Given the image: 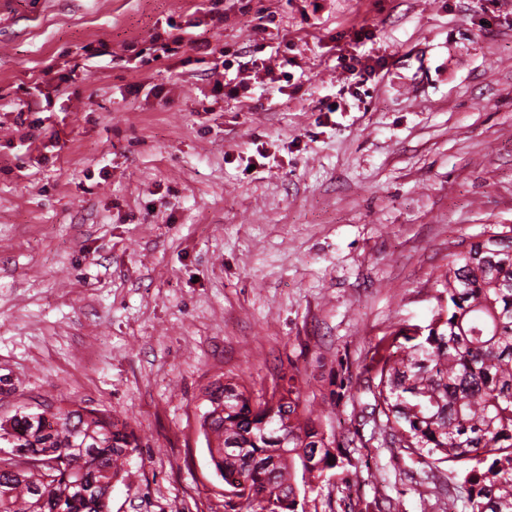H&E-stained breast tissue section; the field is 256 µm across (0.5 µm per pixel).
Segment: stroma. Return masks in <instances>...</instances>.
<instances>
[{
    "label": "stroma",
    "instance_id": "35a3bbf8",
    "mask_svg": "<svg viewBox=\"0 0 512 512\" xmlns=\"http://www.w3.org/2000/svg\"><path fill=\"white\" fill-rule=\"evenodd\" d=\"M252 4L267 31L224 0L208 36L246 61L291 39V96L212 100L209 56L127 67L208 0H0V420L105 411L140 439L112 512H228L202 392L297 370L304 396H332L353 463L348 493L326 484L309 512H448L416 458L392 459L369 378L380 340L430 317L454 242L512 224V0ZM99 40L110 55L86 59ZM343 53L378 73L317 124ZM36 82L43 161L15 129Z\"/></svg>",
    "mask_w": 512,
    "mask_h": 512
}]
</instances>
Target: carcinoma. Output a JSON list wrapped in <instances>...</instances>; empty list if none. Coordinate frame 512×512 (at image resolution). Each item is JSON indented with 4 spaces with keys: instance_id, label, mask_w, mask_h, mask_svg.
<instances>
[{
    "instance_id": "obj_1",
    "label": "carcinoma",
    "mask_w": 512,
    "mask_h": 512,
    "mask_svg": "<svg viewBox=\"0 0 512 512\" xmlns=\"http://www.w3.org/2000/svg\"><path fill=\"white\" fill-rule=\"evenodd\" d=\"M457 246L428 322L381 340L372 412L384 417L393 456L414 455L431 470L458 466L464 512H512V226ZM205 396L200 429L238 499L232 512H306L324 483L349 486V449L325 433L324 410L295 376L269 398L233 378ZM0 446L35 463L0 469V512H111L112 483L140 443L127 422L67 401L1 421Z\"/></svg>"
}]
</instances>
